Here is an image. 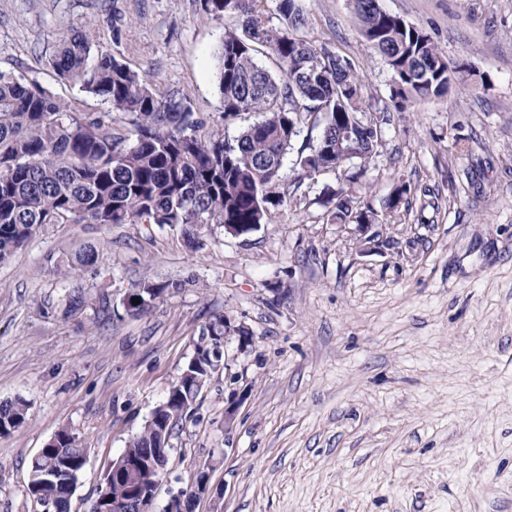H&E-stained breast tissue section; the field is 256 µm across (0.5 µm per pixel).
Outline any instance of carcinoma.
<instances>
[{
    "mask_svg": "<svg viewBox=\"0 0 512 512\" xmlns=\"http://www.w3.org/2000/svg\"><path fill=\"white\" fill-rule=\"evenodd\" d=\"M258 0H201L215 18L235 15L240 29L224 31L218 52V82L224 117L259 112L263 119L238 137L209 142L196 134L198 121L186 99L160 90L107 51L95 50L75 31L50 59L56 75L109 105L84 113L55 99L35 81L0 72V261L9 258L45 224H186L188 241L199 227L239 224L250 231L272 223L284 202L275 191L303 113H320L316 142L297 152L294 165L313 179L354 161L364 166L380 139L377 123L363 110L360 75L349 59L300 34L306 26L297 0H278L281 24L267 26L257 16ZM360 34L389 66L396 97L439 98L451 83L471 75L464 65L449 67L431 37L380 0H350ZM265 53L278 62L275 78L257 60ZM133 115L126 137L114 133L112 111ZM338 224H377L370 208L358 210L348 196L331 209ZM181 282L143 284L140 303L125 305L138 314ZM205 345L195 344L183 368V386L160 402L144 427L128 441L118 461H145L133 473L107 472L96 498L129 499L133 491L154 489L161 472L146 463L196 401L215 372L223 343L224 315L204 326ZM28 405L16 399L0 405V435L22 426ZM89 449L68 429L59 430L31 462L28 486L53 512H69Z\"/></svg>",
    "mask_w": 512,
    "mask_h": 512,
    "instance_id": "carcinoma-1",
    "label": "carcinoma"
}]
</instances>
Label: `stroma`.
<instances>
[{
    "label": "stroma",
    "instance_id": "stroma-1",
    "mask_svg": "<svg viewBox=\"0 0 512 512\" xmlns=\"http://www.w3.org/2000/svg\"><path fill=\"white\" fill-rule=\"evenodd\" d=\"M381 4L476 76L396 111L349 0H301L305 36L356 64L380 122L366 171L286 163L284 204L245 236L206 227L192 248L179 225L48 224L0 262V403L29 405L0 437V512H35L29 465L63 428L90 450L69 509L89 512L216 314L224 367L174 432L158 508L204 466L218 494L194 512H512V0ZM237 25L200 0H0V71L103 111L48 63L78 29L186 98L199 137L230 140L254 120L225 116L218 90ZM336 192L378 214L380 243L332 221ZM175 280L126 312L130 289ZM184 284L182 282H166L163 284H150L144 283L143 290L139 294L140 303L133 305V303H124L126 311L131 314H138L148 309L157 299L168 293L170 290H177L182 288Z\"/></svg>",
    "mask_w": 512,
    "mask_h": 512
}]
</instances>
